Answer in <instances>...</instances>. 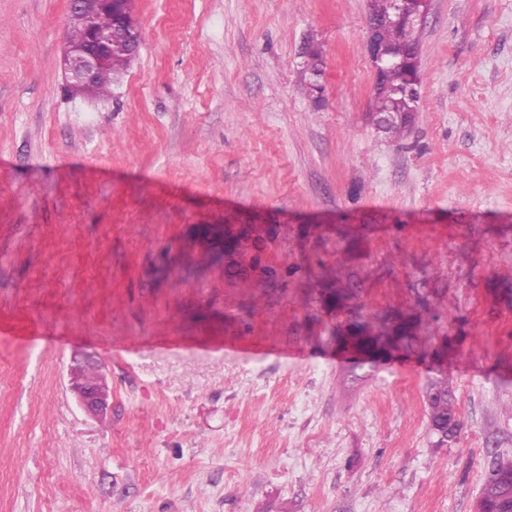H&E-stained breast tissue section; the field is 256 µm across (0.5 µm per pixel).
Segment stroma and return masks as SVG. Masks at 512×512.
Returning <instances> with one entry per match:
<instances>
[{
  "mask_svg": "<svg viewBox=\"0 0 512 512\" xmlns=\"http://www.w3.org/2000/svg\"><path fill=\"white\" fill-rule=\"evenodd\" d=\"M67 14L0 0V512H476L512 457V0H430L399 140L368 0H135L102 99L63 93ZM227 224L267 230L261 273L207 262ZM391 311L426 344L352 367L331 330ZM73 390L79 406L88 414L100 416L109 408V391L101 382L86 380L76 376L73 381ZM429 408L430 428L437 438V447L448 446V439L455 438L460 431V422L454 411V401L448 391L447 377L432 380L425 390Z\"/></svg>",
  "mask_w": 512,
  "mask_h": 512,
  "instance_id": "1",
  "label": "stroma"
}]
</instances>
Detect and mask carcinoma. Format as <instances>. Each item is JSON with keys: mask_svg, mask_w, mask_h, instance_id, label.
Returning <instances> with one entry per match:
<instances>
[{"mask_svg": "<svg viewBox=\"0 0 512 512\" xmlns=\"http://www.w3.org/2000/svg\"><path fill=\"white\" fill-rule=\"evenodd\" d=\"M368 25L372 29L376 51L387 62L376 81L372 110L404 114L401 123L389 131V137L398 140L409 129L413 120L412 113L418 109V50L421 29H415L409 36L405 34L396 20L395 0H369ZM128 65V58L113 57L96 80L81 90V94L88 97L108 95L112 87V73L124 70ZM305 72L322 76V51L311 37L307 39ZM255 238L261 243L265 241L262 230L256 228L252 233L242 230L235 237L234 244L238 255L243 257L249 252L252 254L253 263L258 265L262 247H254ZM420 323V318L415 315L403 316L395 312L376 330L369 322L355 316L350 320V331L358 332L364 342L377 347L386 345L397 333L404 349L414 351L426 340V337L419 335ZM425 396L430 428L436 437L435 445L439 448L445 447L448 440L456 437L460 431L454 401L448 391V378L431 381L426 387ZM477 512H512V458L496 457L491 461L477 503Z\"/></svg>", "mask_w": 512, "mask_h": 512, "instance_id": "1", "label": "carcinoma"}]
</instances>
